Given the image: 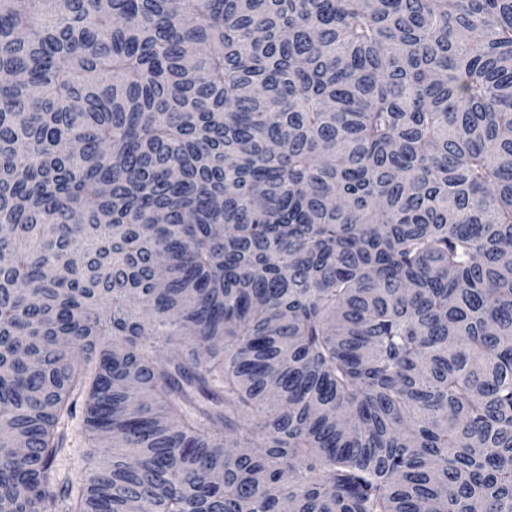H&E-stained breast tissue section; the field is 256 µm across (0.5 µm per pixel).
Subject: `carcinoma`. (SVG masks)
<instances>
[{
  "instance_id": "carcinoma-1",
  "label": "carcinoma",
  "mask_w": 512,
  "mask_h": 512,
  "mask_svg": "<svg viewBox=\"0 0 512 512\" xmlns=\"http://www.w3.org/2000/svg\"><path fill=\"white\" fill-rule=\"evenodd\" d=\"M286 503L512 512V0H0V512ZM83 430V408L77 407L76 415L65 426L66 439L65 452L57 457L54 462L62 478H68L74 485L80 484L85 479V470L83 468L82 454L85 450Z\"/></svg>"
}]
</instances>
